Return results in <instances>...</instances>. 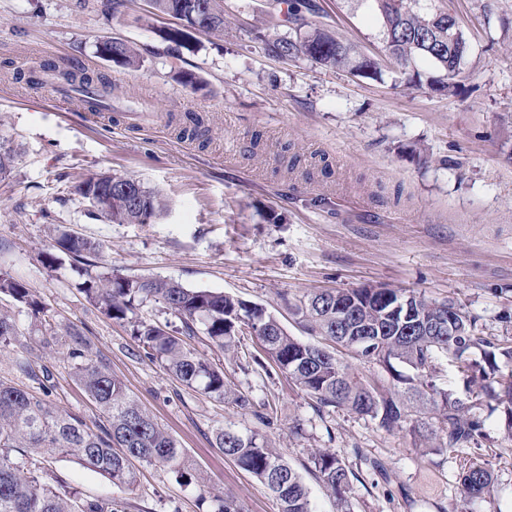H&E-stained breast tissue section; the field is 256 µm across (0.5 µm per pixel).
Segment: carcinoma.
<instances>
[{"label": "carcinoma", "instance_id": "obj_1", "mask_svg": "<svg viewBox=\"0 0 512 512\" xmlns=\"http://www.w3.org/2000/svg\"><path fill=\"white\" fill-rule=\"evenodd\" d=\"M380 20L383 32L391 39L383 42L384 53L369 58L357 52L350 43L337 39L325 26L309 21L308 15L318 13L314 0H289L287 21L294 35L276 32L279 23L266 26L259 38L268 54L283 61L305 59L330 69H342L363 78L378 79L383 70L395 67L406 84L426 87L432 92H453L452 80L461 73L467 54H448V45L436 41L430 27L431 15L415 0H370ZM203 3L209 24L203 33L224 31L228 23L224 0H151L159 14L176 19L161 31V37L175 45L187 41L196 29L194 6ZM100 55L129 67L140 63L138 49L121 38L100 42ZM425 60L433 73H421L416 61ZM58 77L77 86L86 102L95 100L96 92L106 89L105 78L85 71L62 70ZM16 152L0 143V179L9 177ZM135 179L117 174H95L83 179L75 190L90 205L94 216L109 224H148L161 209L157 194L137 184V202L132 204L123 195L108 191L110 183ZM57 248L75 262L85 266L87 279L82 289L86 296L107 318L125 322L146 300H154L177 317L181 334L189 339L204 335L212 344L229 351L235 347L236 336L249 330L259 343L265 358L253 362L267 369L273 362L293 383L320 408H343L361 417H368L388 432L412 424L422 433L419 421H410L404 410L407 401L419 404L418 413H437L443 423L439 435L431 439L444 449L474 445L483 435L484 421L473 412L481 399L493 401L502 409L504 423L512 431V373L497 378V357L512 363V345L491 353L488 369L477 374L462 360L473 345L482 342L475 326L464 312H459L463 329L454 336L445 331L427 336L416 328L398 323L382 334L381 345L365 350L362 356L392 366L397 361L411 368V376L398 375L400 386L386 391L360 376L329 350L327 342L354 347L353 335L343 322L337 321L336 296L321 291L296 300L292 313L305 322L309 330L320 336L316 342H303L288 334L270 315H264L260 325L250 318L257 316L246 303L222 292L192 289L173 279H131L120 275L94 274L89 258L98 254L102 243L84 237H73L58 231ZM390 300L371 288L340 290L345 300L355 302L358 319L370 326L385 325L383 312L389 305L410 300L411 308L428 319H438L444 307H455L450 300L438 302L421 293L388 288ZM0 293L26 305L33 315L44 307L30 297L23 283L0 272ZM132 334L146 354L158 361L182 385L201 391L209 397L232 401L241 408L249 400L232 393L224 380V371L201 357L182 339L170 335L162 326L136 320ZM21 331L14 317L0 312V347L19 341ZM70 359L74 378L103 412L104 421L90 429L76 413L54 410L45 397L33 391L17 388L0 380V512H119L112 499H85L80 493L63 486H54L37 474L39 466H29L11 456L15 448H31L44 456L69 455L85 467L107 475L112 484L130 487L136 481L132 461L161 464L177 475L186 476L183 454L176 441L155 418L131 398L122 382L114 377L105 364L90 355L86 339L77 329L68 331ZM448 356L460 361L459 371L468 377V386L475 388V400L456 397L440 390L432 382L439 360ZM215 447L232 459L243 471L257 478L276 498L279 512H313L309 492L298 473L280 455L271 450L258 435H243L231 427L220 426L214 431ZM311 462L322 484L329 488L350 512L348 498L353 479L350 471L333 454L317 451ZM492 474L481 463H472L462 474L464 497L476 499L490 491Z\"/></svg>", "mask_w": 512, "mask_h": 512}]
</instances>
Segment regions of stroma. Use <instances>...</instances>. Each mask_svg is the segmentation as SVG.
<instances>
[{
    "instance_id": "stroma-1",
    "label": "stroma",
    "mask_w": 512,
    "mask_h": 512,
    "mask_svg": "<svg viewBox=\"0 0 512 512\" xmlns=\"http://www.w3.org/2000/svg\"><path fill=\"white\" fill-rule=\"evenodd\" d=\"M240 1L224 0L235 20L222 35L196 33L176 46L161 39L169 19L148 0H126L111 15L98 0H0V141L17 154L0 181V272L28 288L56 332L37 340L41 320L0 297L23 333L0 348V379L31 389L17 362L49 367L52 405L95 426L100 411L67 358L65 330L79 329L177 441L189 474L143 464L127 490L67 457L47 460V478L124 512H208L207 492L241 512H278L265 486L214 447L224 424L275 448L308 487L314 512L342 510L310 462L318 449L359 473L351 512H512V435L492 403L478 409L477 445L442 451L411 428L388 432L344 409H318L277 368L251 363V336L234 359L199 337L192 347L251 407L219 402L150 360L129 323L106 318L69 257L45 263L62 228L102 243L93 259L100 272L236 296L304 342L311 336L289 302L373 285L458 303L482 339L466 360L512 344V0H446L471 42L453 96L407 88L391 72L371 80L280 62L251 32L270 0H244V9ZM315 2L336 37L379 55L367 0ZM106 37L136 44L139 67L99 58ZM51 62L103 75L110 118H89L77 98L59 95ZM191 114L204 140L179 138ZM87 172L139 180L166 208L147 224L92 219L75 190ZM266 412L271 421H261ZM474 461L494 480L468 500L460 477Z\"/></svg>"
}]
</instances>
